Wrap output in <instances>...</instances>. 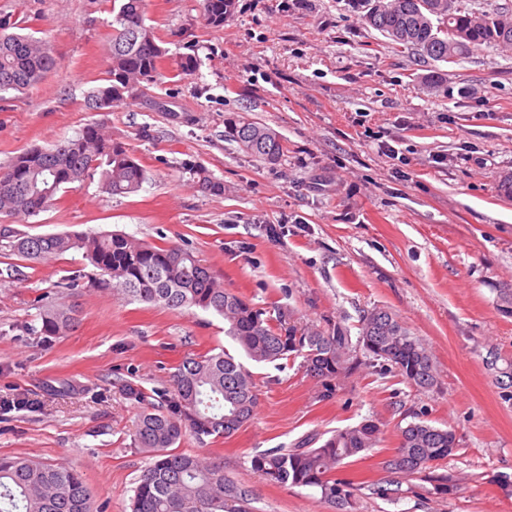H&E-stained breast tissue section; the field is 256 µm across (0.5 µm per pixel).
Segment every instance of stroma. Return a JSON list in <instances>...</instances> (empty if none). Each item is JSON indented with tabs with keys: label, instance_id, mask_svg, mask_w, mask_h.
<instances>
[{
	"label": "stroma",
	"instance_id": "35a3bbf8",
	"mask_svg": "<svg viewBox=\"0 0 512 512\" xmlns=\"http://www.w3.org/2000/svg\"><path fill=\"white\" fill-rule=\"evenodd\" d=\"M111 0H0L47 40L59 69L0 100V167L23 149L103 124L146 171L113 196L99 177L69 185L19 232L121 231L188 245L229 292L273 326L355 329L391 311L431 354L438 383L419 390L392 367L366 364L325 386L299 360L254 367L258 405L228 439L183 451L220 459L255 512H330L312 488L262 480L268 448L373 419L379 444L343 471L351 512H512V51L486 48L447 66L366 25L363 0H236L221 27L199 0H147L146 23L167 56L145 97L86 108L107 68ZM195 52L193 75L174 62ZM272 128L273 164L239 149L230 121ZM206 167L224 192H202ZM80 254L31 264L0 252V455L81 471L99 512H130L147 464L133 446L138 411L116 387H162L189 355L230 346L222 318L176 313L61 283ZM76 302L80 321L45 336L34 301ZM455 430L457 451L431 476L393 479L384 463L413 418ZM385 487L389 496L376 495Z\"/></svg>",
	"mask_w": 512,
	"mask_h": 512
}]
</instances>
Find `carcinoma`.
<instances>
[{
    "label": "carcinoma",
    "mask_w": 512,
    "mask_h": 512,
    "mask_svg": "<svg viewBox=\"0 0 512 512\" xmlns=\"http://www.w3.org/2000/svg\"><path fill=\"white\" fill-rule=\"evenodd\" d=\"M236 0H201V16L212 27L224 25ZM146 0H113L112 44L105 77L90 89L86 107L105 112L120 102L142 97L160 75L166 49L145 22ZM365 21L400 48L415 50L434 62L457 64L483 48H512V17L448 10V0H366ZM178 76L195 73L198 60H175ZM60 60L48 41L16 31L0 19V93L22 91L57 70ZM230 135L245 153L273 163L283 154L281 137L271 128L243 120L230 124ZM100 172L111 195L138 192L145 170L125 144L91 123L75 137L49 148L33 146L0 170V216L36 217L69 184ZM207 192L224 185L203 167L193 170ZM0 247L33 264L74 251L97 270L94 287L120 290L130 300L171 311L201 309L224 319L225 335L255 363L302 358L312 377L325 382L362 365L359 354L394 366L412 386L429 390L437 383L431 356L422 343L383 308L363 312L357 335L340 327L326 330L275 328L251 302L220 284L210 268L188 248L150 245L120 231L50 234L0 233ZM41 333L61 336L78 323L71 304L39 306ZM122 391L139 405L133 445L148 458L136 480L130 512H251L249 491L224 476V463L201 453L178 450L187 437L200 446L206 439L229 438L253 417L257 393L253 373L228 350L184 358L170 384L147 393L125 383ZM378 422L366 420L336 430L318 442L296 448H268L251 459L252 468L273 484L310 487L329 507L343 512L353 483L335 477L379 441ZM451 429L419 420L400 428L399 446L386 461L392 474L425 473L457 450ZM0 512H94L93 493L78 471L18 456H0Z\"/></svg>",
    "instance_id": "carcinoma-1"
}]
</instances>
